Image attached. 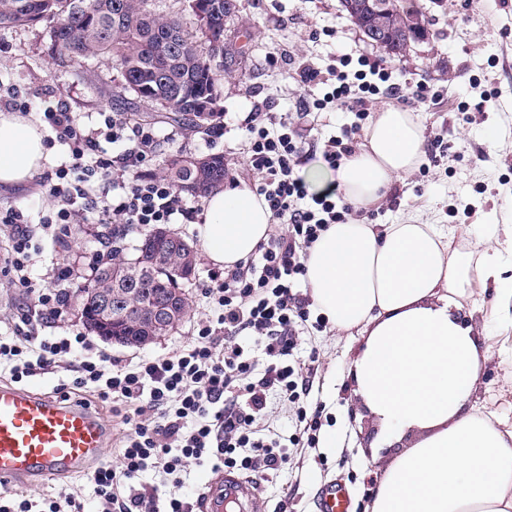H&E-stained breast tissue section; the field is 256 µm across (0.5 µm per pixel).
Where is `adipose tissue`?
<instances>
[{
	"label": "adipose tissue",
	"instance_id": "adipose-tissue-1",
	"mask_svg": "<svg viewBox=\"0 0 512 512\" xmlns=\"http://www.w3.org/2000/svg\"><path fill=\"white\" fill-rule=\"evenodd\" d=\"M46 138L35 114L0 112V186L28 182L51 164ZM424 155L417 116L381 110L338 173L346 201L357 209L384 201ZM270 220L249 186L214 189L198 226L205 256L221 269L254 257ZM509 255L511 226L460 253L442 227L414 217L381 229L351 217L308 249L314 311L337 332L365 338L351 368L357 397L387 439L416 436L382 468L370 512H512V427L471 403L488 352L457 314L460 297L475 287L512 298Z\"/></svg>",
	"mask_w": 512,
	"mask_h": 512
}]
</instances>
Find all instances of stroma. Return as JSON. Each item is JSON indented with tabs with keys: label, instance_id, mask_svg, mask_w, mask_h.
I'll use <instances>...</instances> for the list:
<instances>
[{
	"label": "stroma",
	"instance_id": "1",
	"mask_svg": "<svg viewBox=\"0 0 512 512\" xmlns=\"http://www.w3.org/2000/svg\"><path fill=\"white\" fill-rule=\"evenodd\" d=\"M427 24L424 38L395 55L368 41L343 11L340 0H236L225 20L224 62L229 71L218 82L223 112L213 134L187 132L173 143L167 136L176 126L147 103L127 101L112 93L117 74L112 62L89 61L80 69L53 58L49 51V25L0 30V86L31 91V110H43L65 100L80 120L96 122L102 112H127L161 137L162 151L152 162L165 173L173 156L220 153L229 171L240 168L245 143L239 128L253 105L272 99L277 112L294 115L300 95L323 97L325 84L303 83L298 66L313 61L320 68L333 65L339 56L351 60L357 71L359 58L377 61L390 84L411 90L424 84L433 100L415 114L426 140L440 139L444 150L428 174L413 173L395 182L378 206V224H398L408 217L441 224L454 231L452 246L458 251L485 234L487 225H512V0H418ZM294 54L297 65L284 71L272 64L281 53ZM491 101H484V92ZM500 132L496 147L482 138L486 126ZM468 205V212L450 214L452 205ZM22 209L31 225H38L50 202L35 182L14 188L0 187V208ZM86 224L70 227L69 247L58 252L44 249L29 269L33 281L47 284L52 264L88 262L99 248ZM195 250V275L183 286L189 314L169 334L154 343L136 347L97 340L99 349L122 360L164 355L185 345L206 304L200 286L214 271L201 248L196 225H172ZM496 302L494 288H476L460 300L468 323L490 338V358L480 376L474 400L477 406L494 404L512 422V393L503 391L512 376V326L501 328L488 314ZM362 338L339 333L328 323L308 315L299 326L294 356L309 366L307 391L298 404L284 402L269 391L260 420V435L286 445L288 462L276 473L263 476L241 471L240 476L257 490L258 512H316L315 499L322 487L342 483L349 489L352 512H365L378 477L386 465L410 447L413 438L385 446L381 426L358 404L350 374ZM316 417L317 427L299 431L296 406ZM81 495L86 512H95L97 501L83 476L19 486L20 494L34 501L55 497L60 490Z\"/></svg>",
	"mask_w": 512,
	"mask_h": 512
}]
</instances>
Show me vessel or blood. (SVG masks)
Masks as SVG:
<instances>
[{"label": "vessel or blood", "mask_w": 512, "mask_h": 512, "mask_svg": "<svg viewBox=\"0 0 512 512\" xmlns=\"http://www.w3.org/2000/svg\"><path fill=\"white\" fill-rule=\"evenodd\" d=\"M111 429L90 406L64 402L0 382V482L33 483L86 473L100 463ZM256 492L233 475L209 489V512H224L226 499L237 500L243 512H253ZM344 486L325 487L317 512H349Z\"/></svg>", "instance_id": "b4317fda"}]
</instances>
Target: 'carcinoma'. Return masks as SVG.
<instances>
[{"label":"carcinoma","mask_w":512,"mask_h":512,"mask_svg":"<svg viewBox=\"0 0 512 512\" xmlns=\"http://www.w3.org/2000/svg\"><path fill=\"white\" fill-rule=\"evenodd\" d=\"M152 0H0V28L33 26L56 22L49 29L52 56L81 65L92 59L108 60L124 68L128 76L147 90H159L174 99L176 111L169 120L198 131L200 105L224 75V48L200 43L180 22L157 12ZM390 49L401 51L406 44L402 21L391 18L386 31H377ZM172 184H184L193 193H207L224 183V155H210L207 164L188 166L177 160L167 168ZM181 280H173L164 269L141 285L140 301L158 294L179 295ZM92 332L100 336L118 333L131 342L140 335L132 322L116 315L105 321L96 299L82 313Z\"/></svg>","instance_id":"cac0c4a2"}]
</instances>
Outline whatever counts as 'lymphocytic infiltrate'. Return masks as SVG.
<instances>
[{"instance_id":"1","label":"lymphocytic infiltrate","mask_w":512,"mask_h":512,"mask_svg":"<svg viewBox=\"0 0 512 512\" xmlns=\"http://www.w3.org/2000/svg\"><path fill=\"white\" fill-rule=\"evenodd\" d=\"M348 64V58H340L325 74L315 64H305L303 80L315 82L327 75L331 90L323 98L302 96L296 103L304 114L332 105L356 115V123L342 136L331 137L321 153L323 163L335 171L352 157L354 137L376 99L423 103L430 95L421 84L407 95L400 88L368 82V75L380 72L369 59H361L360 71L352 75ZM43 119L68 152L67 162L43 178L55 204L40 230L54 242H62L71 225L90 219L99 224L96 236L104 247L141 230L197 220L198 206L148 169L160 147L153 129L129 124L119 112L102 113L97 123L82 126L62 99L45 108ZM243 130V170L266 202L272 227L255 257L225 270L216 283L203 285L207 310L190 342L167 355L124 363L98 349L85 333L49 336V329L69 315L64 283L88 282L93 272L59 264L51 269L55 287L37 285L28 275L33 255L42 250L36 230L22 210L0 212V225L9 230L8 244L0 252V279L27 298L12 338H0V370L22 383L60 368L73 372L72 390L88 388L111 403L123 425L119 463L86 475L101 512H194L190 499L167 491L168 485H180L187 467L263 473L286 461L278 441L259 437L256 422L269 391H278L292 404L300 400L303 375L289 357L306 313L294 288L305 278L307 249L328 225L345 222L353 209L337 204V185L309 192L298 170L311 159V145L286 115L264 104L254 106ZM111 144L116 154L108 153ZM246 337L263 345L268 357L264 370L256 369L245 349ZM77 348L84 356L76 363L71 355ZM148 472L157 475V483H143Z\"/></svg>"}]
</instances>
